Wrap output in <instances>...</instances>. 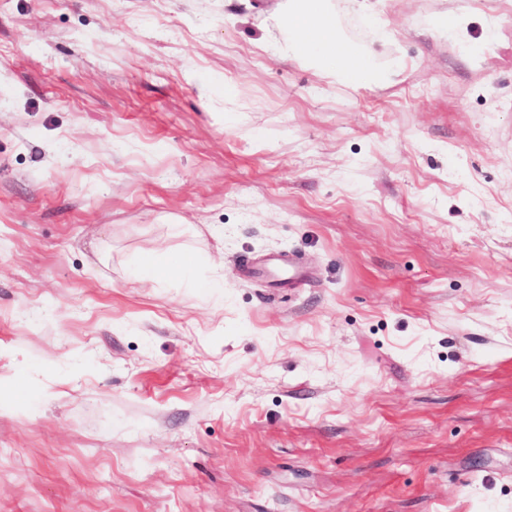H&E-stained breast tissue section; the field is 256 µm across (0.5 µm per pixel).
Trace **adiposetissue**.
Listing matches in <instances>:
<instances>
[{
  "label": "adipose tissue",
  "instance_id": "obj_1",
  "mask_svg": "<svg viewBox=\"0 0 512 512\" xmlns=\"http://www.w3.org/2000/svg\"><path fill=\"white\" fill-rule=\"evenodd\" d=\"M263 11L279 34L278 47L290 57L346 87L377 85L387 81L367 49L344 32L337 0H262ZM193 260L182 253L143 256L134 275L152 283L189 270Z\"/></svg>",
  "mask_w": 512,
  "mask_h": 512
}]
</instances>
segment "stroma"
Listing matches in <instances>:
<instances>
[{"mask_svg":"<svg viewBox=\"0 0 512 512\" xmlns=\"http://www.w3.org/2000/svg\"><path fill=\"white\" fill-rule=\"evenodd\" d=\"M376 11L0 0V512H512V0ZM279 34L278 49L346 87L377 85L389 73L379 69L367 49L344 32L335 0H260ZM192 264V258L186 254L150 253L139 260L134 269V275L142 282L152 283L184 273Z\"/></svg>","mask_w":512,"mask_h":512,"instance_id":"35a3bbf8","label":"stroma"}]
</instances>
